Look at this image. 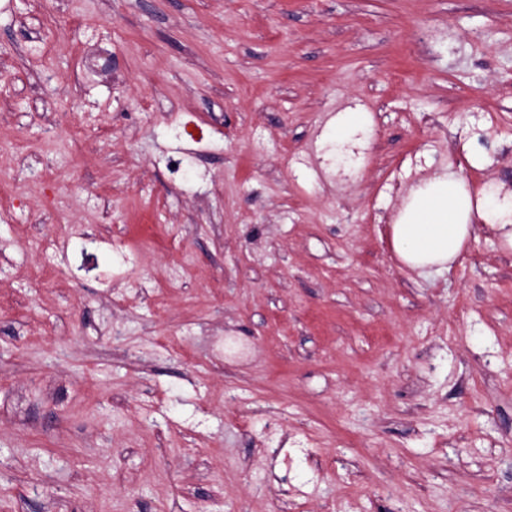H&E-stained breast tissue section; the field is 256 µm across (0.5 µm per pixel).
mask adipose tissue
I'll use <instances>...</instances> for the list:
<instances>
[{
  "label": "adipose tissue",
  "instance_id": "adipose-tissue-1",
  "mask_svg": "<svg viewBox=\"0 0 512 512\" xmlns=\"http://www.w3.org/2000/svg\"><path fill=\"white\" fill-rule=\"evenodd\" d=\"M495 230L512 250V190L488 186L471 191L452 167L423 180L404 199L390 243L406 266L427 273L451 270L480 227Z\"/></svg>",
  "mask_w": 512,
  "mask_h": 512
}]
</instances>
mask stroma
<instances>
[{
	"label": "stroma",
	"instance_id": "stroma-1",
	"mask_svg": "<svg viewBox=\"0 0 512 512\" xmlns=\"http://www.w3.org/2000/svg\"><path fill=\"white\" fill-rule=\"evenodd\" d=\"M448 163L512 0H0V512H512V254L389 243ZM371 117L366 112H340L327 134V139L337 145L349 142L353 135L367 129Z\"/></svg>",
	"mask_w": 512,
	"mask_h": 512
}]
</instances>
